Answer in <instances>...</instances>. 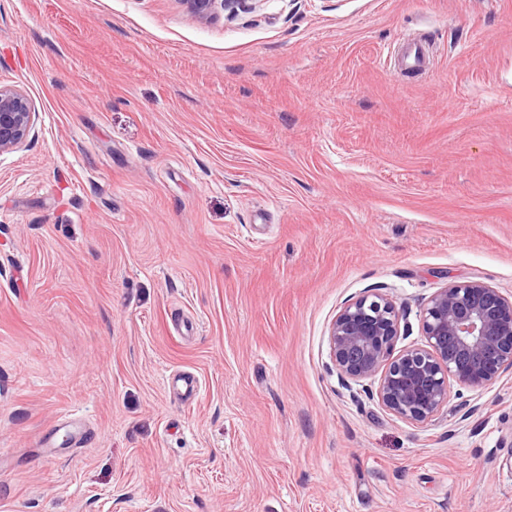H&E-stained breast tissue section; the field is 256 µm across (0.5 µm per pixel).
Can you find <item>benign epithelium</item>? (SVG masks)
<instances>
[{"mask_svg": "<svg viewBox=\"0 0 512 512\" xmlns=\"http://www.w3.org/2000/svg\"><path fill=\"white\" fill-rule=\"evenodd\" d=\"M247 0H181L207 21L217 4ZM37 112L21 90L0 84V155L18 149ZM422 343L395 352L403 315L386 294L350 300L329 334V355L346 383L377 382L380 405L410 423H425L448 406L450 383L477 390L512 368V297L479 281L451 282L434 292L421 315Z\"/></svg>", "mask_w": 512, "mask_h": 512, "instance_id": "1", "label": "benign epithelium"}]
</instances>
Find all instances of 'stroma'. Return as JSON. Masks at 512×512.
I'll list each match as a JSON object with an SVG mask.
<instances>
[{
    "label": "stroma",
    "mask_w": 512,
    "mask_h": 512,
    "mask_svg": "<svg viewBox=\"0 0 512 512\" xmlns=\"http://www.w3.org/2000/svg\"><path fill=\"white\" fill-rule=\"evenodd\" d=\"M0 83V512H512V368L417 425L328 348L512 295V0H0ZM181 3L186 5L188 10L200 21H208L217 7L218 2L224 4V10L233 9L234 6L245 2H261V0L247 1V0H180ZM37 112L21 90L0 84V155L18 149L33 130Z\"/></svg>",
    "instance_id": "1"
}]
</instances>
